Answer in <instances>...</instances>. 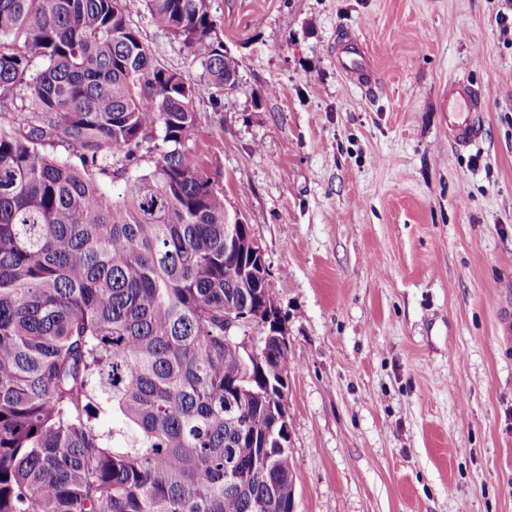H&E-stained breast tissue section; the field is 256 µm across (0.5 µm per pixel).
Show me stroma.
Instances as JSON below:
<instances>
[{"instance_id":"1","label":"stroma","mask_w":512,"mask_h":512,"mask_svg":"<svg viewBox=\"0 0 512 512\" xmlns=\"http://www.w3.org/2000/svg\"><path fill=\"white\" fill-rule=\"evenodd\" d=\"M238 62L191 144L288 331L295 512H512V0H212ZM199 79L205 46L133 18ZM358 41L371 88L346 72ZM480 87L448 138L449 81ZM484 108V95L473 85L450 82L445 94L448 132L459 146H470L478 137L476 116Z\"/></svg>"}]
</instances>
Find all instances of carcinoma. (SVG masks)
Here are the masks:
<instances>
[{
  "instance_id": "carcinoma-1",
  "label": "carcinoma",
  "mask_w": 512,
  "mask_h": 512,
  "mask_svg": "<svg viewBox=\"0 0 512 512\" xmlns=\"http://www.w3.org/2000/svg\"><path fill=\"white\" fill-rule=\"evenodd\" d=\"M143 8L207 45L200 79L155 58ZM213 33L211 0H0V512H290L273 323L248 327L259 362L224 341L226 312L277 303L240 279L250 227L224 259L189 145L197 95L236 83Z\"/></svg>"
}]
</instances>
